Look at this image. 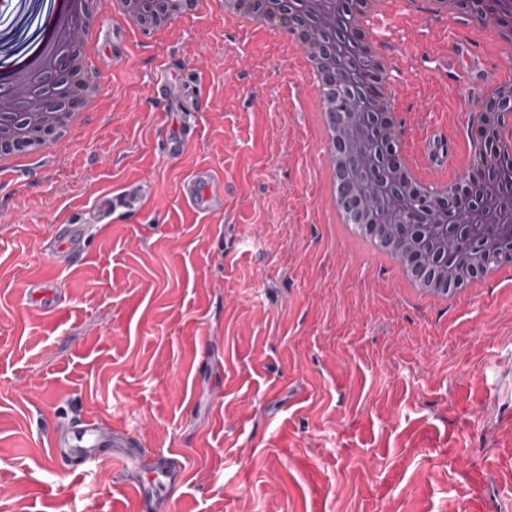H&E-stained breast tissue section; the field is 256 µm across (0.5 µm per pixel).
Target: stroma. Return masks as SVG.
Instances as JSON below:
<instances>
[{"instance_id": "1", "label": "stroma", "mask_w": 512, "mask_h": 512, "mask_svg": "<svg viewBox=\"0 0 512 512\" xmlns=\"http://www.w3.org/2000/svg\"><path fill=\"white\" fill-rule=\"evenodd\" d=\"M414 0L381 20L400 99L398 153L460 172L512 23L479 28ZM296 54L224 24L222 0L179 22L102 17L99 107L64 150L0 173V512H512V287L431 305L400 292L327 224ZM168 111L197 136L165 156ZM455 146L434 165L418 144ZM224 180V207L189 208L183 181ZM132 195L98 223L97 198ZM83 258L54 263L74 216ZM55 284V306L29 287ZM79 419L125 432L98 465L54 439ZM172 459L151 484L154 465Z\"/></svg>"}]
</instances>
